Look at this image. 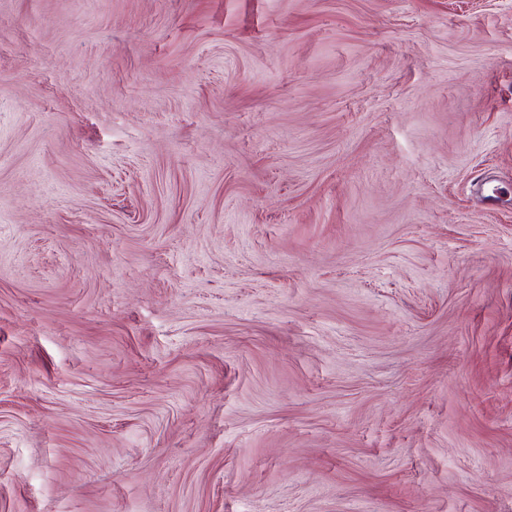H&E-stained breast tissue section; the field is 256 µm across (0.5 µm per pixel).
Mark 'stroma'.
<instances>
[{"instance_id":"stroma-1","label":"stroma","mask_w":512,"mask_h":512,"mask_svg":"<svg viewBox=\"0 0 512 512\" xmlns=\"http://www.w3.org/2000/svg\"><path fill=\"white\" fill-rule=\"evenodd\" d=\"M0 512H512V0H0Z\"/></svg>"}]
</instances>
